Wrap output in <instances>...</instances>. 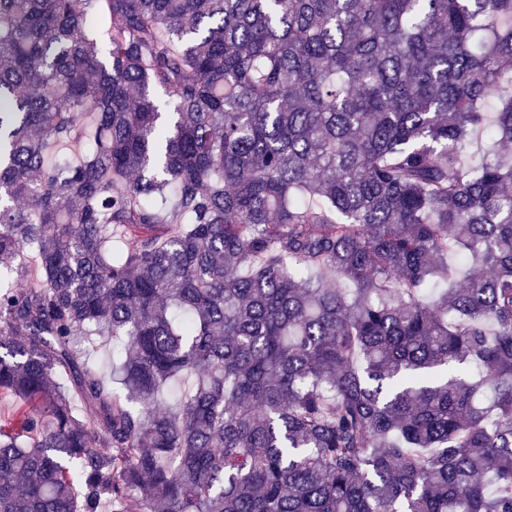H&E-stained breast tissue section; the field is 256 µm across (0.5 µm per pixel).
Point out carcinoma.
Wrapping results in <instances>:
<instances>
[{
	"label": "carcinoma",
	"mask_w": 512,
	"mask_h": 512,
	"mask_svg": "<svg viewBox=\"0 0 512 512\" xmlns=\"http://www.w3.org/2000/svg\"><path fill=\"white\" fill-rule=\"evenodd\" d=\"M510 63L512 0H0V512H512Z\"/></svg>",
	"instance_id": "cac0c4a2"
}]
</instances>
